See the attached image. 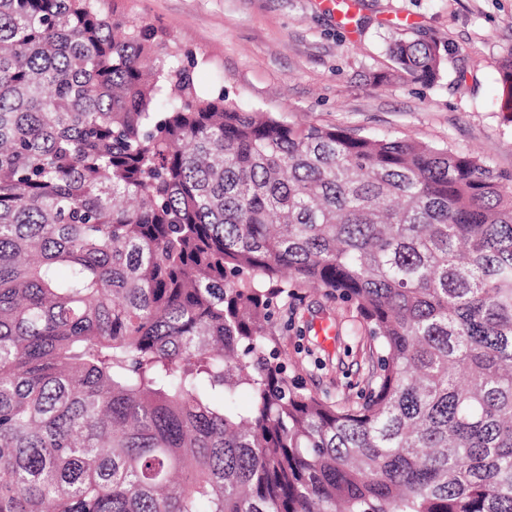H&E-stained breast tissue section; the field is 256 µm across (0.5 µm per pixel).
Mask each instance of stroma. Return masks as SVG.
<instances>
[{"label":"stroma","instance_id":"obj_1","mask_svg":"<svg viewBox=\"0 0 512 512\" xmlns=\"http://www.w3.org/2000/svg\"><path fill=\"white\" fill-rule=\"evenodd\" d=\"M125 16L167 32L210 94L291 123L409 136L469 152L512 174V114L499 109L498 69L512 48V0H359L351 30L325 0H115ZM435 40L439 79L394 76L389 43ZM281 312L279 347L315 391L345 389L367 369L356 313L302 288Z\"/></svg>","mask_w":512,"mask_h":512}]
</instances>
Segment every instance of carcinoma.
Returning <instances> with one entry per match:
<instances>
[{
  "label": "carcinoma",
  "mask_w": 512,
  "mask_h": 512,
  "mask_svg": "<svg viewBox=\"0 0 512 512\" xmlns=\"http://www.w3.org/2000/svg\"><path fill=\"white\" fill-rule=\"evenodd\" d=\"M195 66L103 0H0V512H512V175ZM305 287L357 313L354 393L274 362Z\"/></svg>",
  "instance_id": "carcinoma-1"
}]
</instances>
